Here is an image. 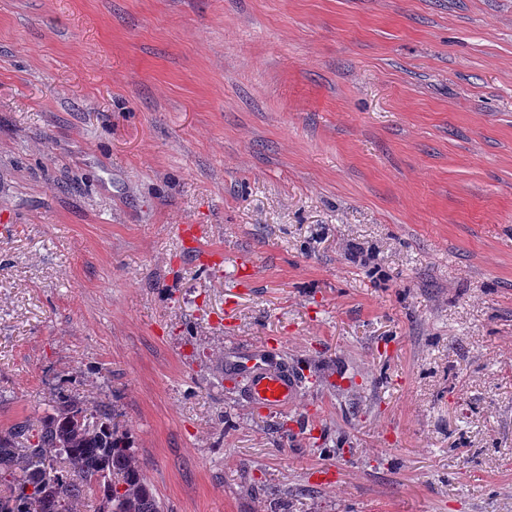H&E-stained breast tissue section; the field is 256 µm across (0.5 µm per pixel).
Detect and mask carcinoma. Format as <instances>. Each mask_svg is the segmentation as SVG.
I'll list each match as a JSON object with an SVG mask.
<instances>
[{
	"mask_svg": "<svg viewBox=\"0 0 512 512\" xmlns=\"http://www.w3.org/2000/svg\"><path fill=\"white\" fill-rule=\"evenodd\" d=\"M161 512L107 407L55 396L32 423L0 430V512Z\"/></svg>",
	"mask_w": 512,
	"mask_h": 512,
	"instance_id": "carcinoma-1",
	"label": "carcinoma"
}]
</instances>
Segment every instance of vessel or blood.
<instances>
[{
    "instance_id": "b4317fda",
    "label": "vessel or blood",
    "mask_w": 512,
    "mask_h": 512,
    "mask_svg": "<svg viewBox=\"0 0 512 512\" xmlns=\"http://www.w3.org/2000/svg\"><path fill=\"white\" fill-rule=\"evenodd\" d=\"M225 375L243 383V398L251 406L290 412L299 405L300 379L264 346L239 348L222 361Z\"/></svg>"
}]
</instances>
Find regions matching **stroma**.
<instances>
[{
    "mask_svg": "<svg viewBox=\"0 0 512 512\" xmlns=\"http://www.w3.org/2000/svg\"><path fill=\"white\" fill-rule=\"evenodd\" d=\"M62 387L163 512H512V0H0V429ZM224 374L243 382V399L253 407L292 412L299 405L300 379L265 346L241 347L223 358Z\"/></svg>",
    "mask_w": 512,
    "mask_h": 512,
    "instance_id": "1",
    "label": "stroma"
}]
</instances>
